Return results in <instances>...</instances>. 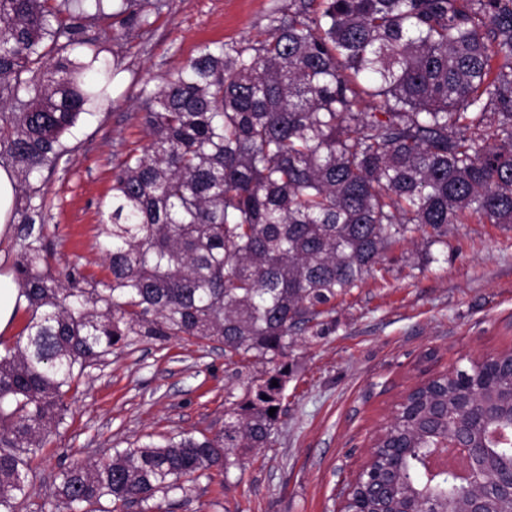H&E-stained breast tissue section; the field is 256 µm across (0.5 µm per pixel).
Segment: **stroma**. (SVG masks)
<instances>
[{
	"label": "stroma",
	"instance_id": "1",
	"mask_svg": "<svg viewBox=\"0 0 512 512\" xmlns=\"http://www.w3.org/2000/svg\"><path fill=\"white\" fill-rule=\"evenodd\" d=\"M270 5L169 0L150 34L122 42L127 69L114 83L115 105L83 115L67 137L75 152L45 180L52 270L75 265L90 280L106 274L98 231L112 166L148 142L132 118L139 80L174 72L202 45L255 37ZM387 262L385 283L369 279L337 298L321 338L299 336L274 444L231 467L225 483L187 482L165 512H336L342 488L409 389L512 349V224H455L447 245L399 246ZM235 371L213 344L140 340L115 350L83 379L65 424L34 461L39 499L62 468L101 460L127 442L220 429L228 396L244 393Z\"/></svg>",
	"mask_w": 512,
	"mask_h": 512
}]
</instances>
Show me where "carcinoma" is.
I'll return each mask as SVG.
<instances>
[{"label": "carcinoma", "mask_w": 512, "mask_h": 512, "mask_svg": "<svg viewBox=\"0 0 512 512\" xmlns=\"http://www.w3.org/2000/svg\"><path fill=\"white\" fill-rule=\"evenodd\" d=\"M0 0V167L22 203L15 280L28 320L0 349V512H162L200 476L273 443L297 335L336 298L385 281L387 252L448 244V226L512 224V0H290L259 37L203 46L135 119L149 137L112 167L106 276L47 266L44 174L92 107L112 108L124 56L93 30L147 32L167 0ZM138 338L220 344L242 382L224 427L130 443L60 471L35 503L32 461L87 370ZM512 350L489 360L512 381ZM474 366L423 382L378 454L414 449L398 481L455 512L426 451ZM277 386H272V381ZM276 408L273 415L270 408Z\"/></svg>", "instance_id": "carcinoma-1"}]
</instances>
